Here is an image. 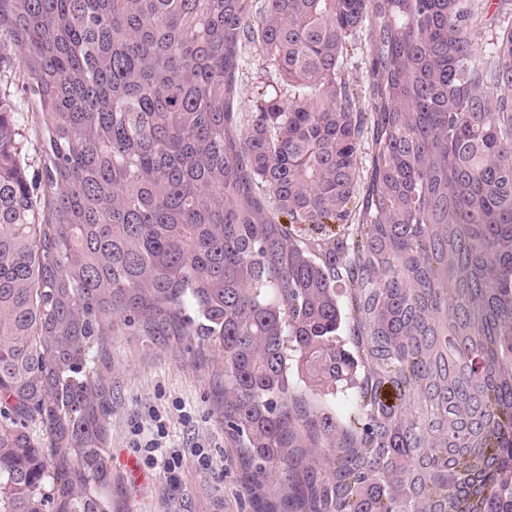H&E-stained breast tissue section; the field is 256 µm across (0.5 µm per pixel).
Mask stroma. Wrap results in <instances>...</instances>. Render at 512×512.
<instances>
[{"instance_id":"stroma-1","label":"stroma","mask_w":512,"mask_h":512,"mask_svg":"<svg viewBox=\"0 0 512 512\" xmlns=\"http://www.w3.org/2000/svg\"><path fill=\"white\" fill-rule=\"evenodd\" d=\"M278 71L261 47L247 46L239 77V110L250 113L260 87L280 84ZM29 78L21 66L0 64V89L10 94L17 123L25 138L18 159L28 179L42 168V152L33 133ZM112 360V414L106 449L112 465V505L120 512H248L238 482L235 452L224 432V421L212 403L216 369L194 367L185 347L165 344L134 327H119L108 339ZM164 429L166 449L185 452L178 487L165 477L135 488L121 461L133 450L135 431L152 437ZM205 446L212 469H200L188 451Z\"/></svg>"}]
</instances>
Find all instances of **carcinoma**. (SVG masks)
<instances>
[{
    "label": "carcinoma",
    "instance_id": "obj_1",
    "mask_svg": "<svg viewBox=\"0 0 512 512\" xmlns=\"http://www.w3.org/2000/svg\"><path fill=\"white\" fill-rule=\"evenodd\" d=\"M477 15L476 0H0V61L24 65L44 134L33 183L0 93V512H109L119 323L222 363L251 512H512V23L485 51ZM362 28L365 108L341 72ZM247 43L290 94H261L244 122ZM434 224L465 230L481 287H448ZM357 266L389 351L372 367L337 336L344 304L362 321ZM465 307L491 337L470 357L503 384L483 395L498 446L411 498L409 437L446 447L421 408L386 426L378 407L418 381L425 319ZM339 393L343 415L321 402Z\"/></svg>",
    "mask_w": 512,
    "mask_h": 512
}]
</instances>
